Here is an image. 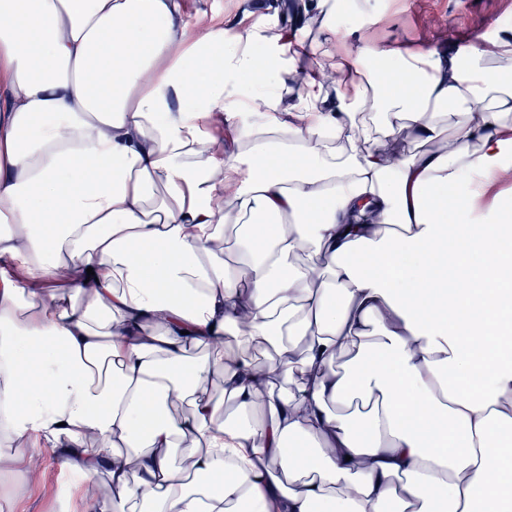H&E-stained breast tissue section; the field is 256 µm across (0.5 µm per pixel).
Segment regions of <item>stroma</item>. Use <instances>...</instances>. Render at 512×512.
<instances>
[{
  "label": "stroma",
  "mask_w": 512,
  "mask_h": 512,
  "mask_svg": "<svg viewBox=\"0 0 512 512\" xmlns=\"http://www.w3.org/2000/svg\"><path fill=\"white\" fill-rule=\"evenodd\" d=\"M237 3L185 0L184 20L189 31L206 24L223 28L228 37L248 31L260 34L268 28L291 33V25L267 8L253 13L251 19H240ZM509 36L512 0H366L361 12L328 15L317 32L303 30L305 46L296 64L309 69L311 81L334 83L339 76L325 68L323 53L338 43L354 56L373 44L400 54L433 49L450 56L462 48H485ZM18 479L21 486L17 489L0 481V512H95L96 502L112 497L103 480L73 484L61 467L59 452L43 441L21 465Z\"/></svg>",
  "instance_id": "obj_1"
}]
</instances>
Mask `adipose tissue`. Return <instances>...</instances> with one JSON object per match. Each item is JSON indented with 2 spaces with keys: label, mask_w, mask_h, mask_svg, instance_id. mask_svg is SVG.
<instances>
[{
  "label": "adipose tissue",
  "mask_w": 512,
  "mask_h": 512,
  "mask_svg": "<svg viewBox=\"0 0 512 512\" xmlns=\"http://www.w3.org/2000/svg\"><path fill=\"white\" fill-rule=\"evenodd\" d=\"M184 9L0 0V257L39 287L0 274V474L43 435L107 477L99 512H512V208L471 205L512 147V40L370 46L295 124L292 44Z\"/></svg>",
  "instance_id": "adipose-tissue-1"
}]
</instances>
